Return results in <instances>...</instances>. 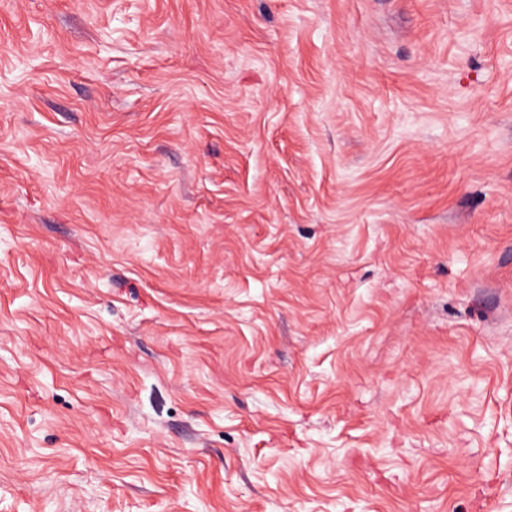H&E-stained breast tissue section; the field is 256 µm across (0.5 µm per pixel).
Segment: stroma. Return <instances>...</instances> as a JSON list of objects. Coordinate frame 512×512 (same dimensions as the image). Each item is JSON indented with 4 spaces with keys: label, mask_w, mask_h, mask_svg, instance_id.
Listing matches in <instances>:
<instances>
[{
    "label": "stroma",
    "mask_w": 512,
    "mask_h": 512,
    "mask_svg": "<svg viewBox=\"0 0 512 512\" xmlns=\"http://www.w3.org/2000/svg\"><path fill=\"white\" fill-rule=\"evenodd\" d=\"M0 512H512V0H0Z\"/></svg>",
    "instance_id": "stroma-1"
}]
</instances>
